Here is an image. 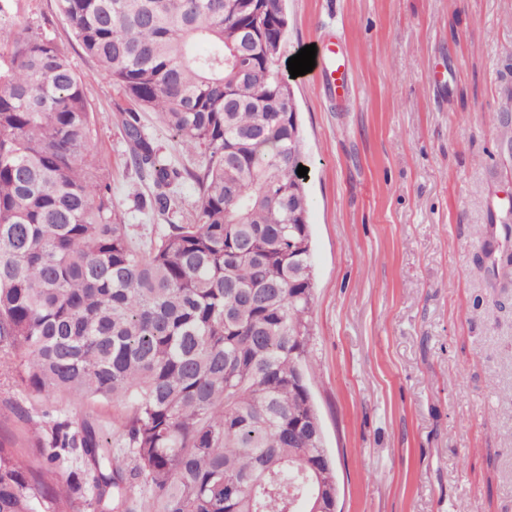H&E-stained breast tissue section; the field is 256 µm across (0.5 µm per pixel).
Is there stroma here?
<instances>
[{"mask_svg": "<svg viewBox=\"0 0 512 512\" xmlns=\"http://www.w3.org/2000/svg\"><path fill=\"white\" fill-rule=\"evenodd\" d=\"M288 48L336 42L351 100L292 79L312 239L311 393L336 461L342 512H512V285H498L479 233L512 221V0H286ZM55 37L84 81L93 151L135 240L190 222L137 208L151 181L128 163L129 102L83 51L57 0H13L0 37ZM164 158L200 169L155 112H139ZM496 378L498 388L487 385ZM125 399L50 397L0 367V441L38 459L59 418L108 424L122 448Z\"/></svg>", "mask_w": 512, "mask_h": 512, "instance_id": "35a3bbf8", "label": "stroma"}]
</instances>
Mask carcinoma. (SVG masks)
Returning <instances> with one entry per match:
<instances>
[{
	"label": "carcinoma",
	"mask_w": 512,
	"mask_h": 512,
	"mask_svg": "<svg viewBox=\"0 0 512 512\" xmlns=\"http://www.w3.org/2000/svg\"><path fill=\"white\" fill-rule=\"evenodd\" d=\"M84 52L156 112L203 169L161 158L136 113L122 128L150 206L199 189L195 218L133 242L91 148L94 120L63 47L23 28L0 44V364L52 395L133 401L128 451L56 421L34 465L0 441V512H65V455L94 471L100 512H328L336 468L309 385L313 273L297 106L282 69L283 0H58ZM205 42V54L196 45ZM299 508L288 509L290 497Z\"/></svg>",
	"instance_id": "carcinoma-1"
}]
</instances>
